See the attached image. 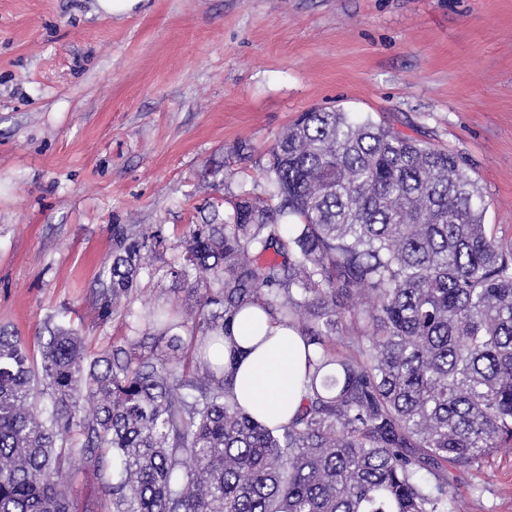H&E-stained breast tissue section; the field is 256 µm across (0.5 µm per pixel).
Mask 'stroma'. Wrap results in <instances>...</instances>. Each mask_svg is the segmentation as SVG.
<instances>
[{"label":"stroma","mask_w":512,"mask_h":512,"mask_svg":"<svg viewBox=\"0 0 512 512\" xmlns=\"http://www.w3.org/2000/svg\"><path fill=\"white\" fill-rule=\"evenodd\" d=\"M371 117L463 156L484 222L512 242V0H0V326H47L88 357L197 297L166 268L189 225L265 197L268 150L302 113ZM161 228L102 315L112 227ZM473 512H512V454L471 480ZM95 12L104 18L129 16L140 10L145 0H94Z\"/></svg>","instance_id":"35a3bbf8"}]
</instances>
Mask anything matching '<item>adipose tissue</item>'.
<instances>
[{
  "mask_svg": "<svg viewBox=\"0 0 512 512\" xmlns=\"http://www.w3.org/2000/svg\"><path fill=\"white\" fill-rule=\"evenodd\" d=\"M231 334L240 350L234 386L240 404L268 425L287 423L306 394L308 348L300 332L254 306L236 315Z\"/></svg>",
  "mask_w": 512,
  "mask_h": 512,
  "instance_id": "ef3b65f1",
  "label": "adipose tissue"
}]
</instances>
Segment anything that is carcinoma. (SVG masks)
<instances>
[{
  "mask_svg": "<svg viewBox=\"0 0 512 512\" xmlns=\"http://www.w3.org/2000/svg\"><path fill=\"white\" fill-rule=\"evenodd\" d=\"M266 177L267 199L189 226L168 274L197 308L153 314L154 343L90 360L57 325L37 366L0 327V512H75L77 460L100 512H472L483 488L457 495L448 469L512 447V248L484 224L482 189L448 150L341 111L302 113ZM162 242L112 225L103 314ZM252 304L312 347L301 409L278 427L209 357ZM347 305L367 333L342 334ZM68 475L72 496L80 510L86 504L97 502L104 497L102 485L92 468L77 461Z\"/></svg>",
  "mask_w": 512,
  "mask_h": 512,
  "instance_id": "obj_1",
  "label": "carcinoma"
}]
</instances>
